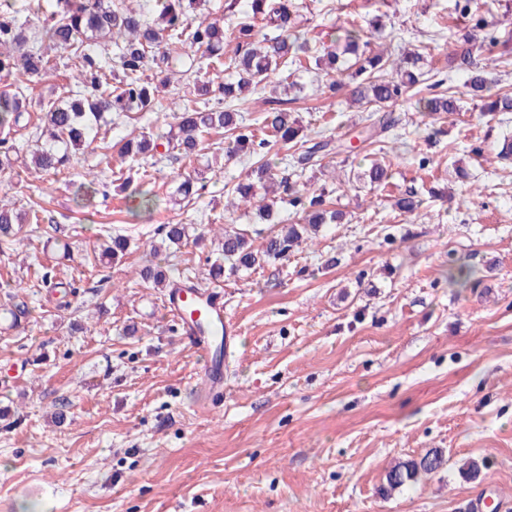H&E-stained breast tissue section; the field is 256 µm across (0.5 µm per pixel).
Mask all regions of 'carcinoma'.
<instances>
[{"label":"carcinoma","instance_id":"obj_1","mask_svg":"<svg viewBox=\"0 0 512 512\" xmlns=\"http://www.w3.org/2000/svg\"><path fill=\"white\" fill-rule=\"evenodd\" d=\"M43 0H0V78H14L29 87L45 81L49 70V52L69 48L80 70L74 76L75 88L67 95L43 104V129L40 145L31 154V164L44 172H59L71 164L79 151L90 147L94 124L112 123L128 112H151L158 102V87L144 81L150 67L163 69L172 63V41L185 43L197 53L189 67L194 76L193 106L185 109L177 124L166 132H142L123 141L119 157L125 161L148 163L176 152L197 157L199 134L222 128L231 133L225 156L248 154L255 158L245 181L232 188L239 201L257 202L260 219L271 228L261 246H254L250 230L235 224L224 225L217 237L218 257L209 263L212 280L224 272L263 268L288 259V255L311 240L327 224H338L342 212L325 206L324 193H311L303 183L307 165L329 154L328 140L300 139L298 120L288 109L290 99H279L264 113L261 127L243 124L234 101L247 92H255L280 70L304 66L310 58L314 69L325 78L324 88L334 94L350 83L351 95L369 112L367 130L360 132L361 142L373 145L392 129L396 120L382 110V105L403 97L419 96L423 115L434 121L458 110L457 99L450 90H439L443 81L427 83L424 55L417 51L403 53L390 60L383 55H366L368 42L362 41L361 28L355 23L345 30L339 49L322 53L311 50L307 39L297 30L294 16L302 0H250L251 20L224 29V21L200 16L190 18V11L200 0H154L144 9L124 5V0H51L54 10L38 28L19 20L22 15L42 14ZM455 11L469 19V26L457 42L461 50L456 57L458 68L470 73L469 88L483 105L481 111L495 116L512 112V94L494 90L475 64L474 54L492 51L500 43L501 30L484 15L472 10V0H455ZM236 43L234 55L224 57V39ZM227 74L214 84L210 71ZM117 81L112 85L109 80ZM429 93L421 95L422 89ZM24 91L0 92V169H12L19 148L7 135L21 126L27 112ZM294 148L293 171L285 174L276 169L268 154L279 145ZM387 165L374 163L353 174V179L373 189L388 186ZM97 178L80 183L77 198L85 206L97 194ZM133 209L150 214L157 206L156 196L138 191L132 199ZM291 207L298 215L294 224L276 223L278 206ZM394 206L404 214H413L420 206L414 192L395 199ZM38 223L37 210L16 212L0 207V244L20 241L23 225ZM195 224H165L161 228L162 244L180 248L189 239L204 237L196 233ZM101 255L112 260L122 258L128 238L115 234L99 243ZM474 272L459 268L448 271V287H467ZM447 459L442 450L432 448L418 458L401 460L386 473L381 493L401 490L418 483L423 475L444 469Z\"/></svg>","mask_w":512,"mask_h":512}]
</instances>
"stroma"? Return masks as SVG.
Here are the masks:
<instances>
[{
  "mask_svg": "<svg viewBox=\"0 0 512 512\" xmlns=\"http://www.w3.org/2000/svg\"><path fill=\"white\" fill-rule=\"evenodd\" d=\"M306 2L297 25L312 47L375 21L426 49L461 106L446 136L419 139L415 99L393 104L392 187L374 191L347 181L369 164L357 146L363 109L344 91L293 103L305 133L339 146L322 174L305 176L310 190H331L343 220L282 263L213 283L235 329L216 404L199 397L201 357L167 311V289L139 271L155 261L171 283L203 284L212 236L154 259L147 244L164 224H247L262 244L269 227L254 209L224 208L253 159L223 162L180 204L172 193L197 159L132 172L130 191L159 200L146 216L101 161L131 131L174 124L187 83L171 85L157 111L101 128L67 170L0 172V204L42 208L22 243L0 245V308L19 299L31 310L17 325L0 321V512H471L484 494L512 512V163L495 159L512 113L487 120L466 74L450 70L454 0ZM50 60L56 75L28 90L30 125L15 135L25 151L39 100L69 88L73 60ZM91 169L102 186L82 208L74 186ZM409 190L422 201L411 216L394 207ZM58 230L71 242L65 258L47 243ZM109 231L130 237L116 263L96 249ZM460 266L477 269V282L449 287ZM58 282L71 294L60 297ZM432 448L447 458L441 472L380 493L392 463ZM471 458L484 464L473 481L460 472Z\"/></svg>",
  "mask_w": 512,
  "mask_h": 512,
  "instance_id": "1",
  "label": "stroma"
}]
</instances>
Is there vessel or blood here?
<instances>
[{
  "label": "vessel or blood",
  "instance_id": "b4317fda",
  "mask_svg": "<svg viewBox=\"0 0 512 512\" xmlns=\"http://www.w3.org/2000/svg\"><path fill=\"white\" fill-rule=\"evenodd\" d=\"M167 304L177 317L182 336L191 347L209 352L211 347V328H221L225 334L226 349H233L234 334L231 327L224 324V301L214 292L195 285L177 284L168 292ZM204 395L218 399L224 395V362L212 360L207 371L200 379Z\"/></svg>",
  "mask_w": 512,
  "mask_h": 512
}]
</instances>
